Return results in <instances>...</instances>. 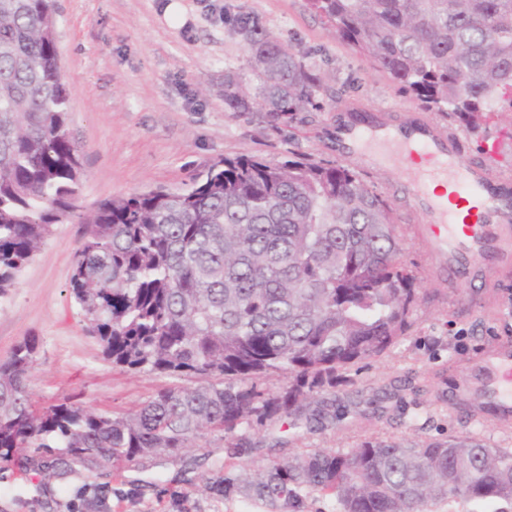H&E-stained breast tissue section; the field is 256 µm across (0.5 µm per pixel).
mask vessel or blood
<instances>
[{
    "mask_svg": "<svg viewBox=\"0 0 512 512\" xmlns=\"http://www.w3.org/2000/svg\"><path fill=\"white\" fill-rule=\"evenodd\" d=\"M348 137L354 142L371 139L393 145L407 164L426 159L428 166L420 171L413 192L432 231L425 246L446 262L449 282L467 285L512 273V179L463 163L454 137L437 127L373 122L349 130ZM437 181L446 182L451 196L467 202L466 212H453L435 198L431 186ZM470 389L482 398L478 419L503 428L512 426L511 343L487 345Z\"/></svg>",
    "mask_w": 512,
    "mask_h": 512,
    "instance_id": "1",
    "label": "vessel or blood"
}]
</instances>
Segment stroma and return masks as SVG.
<instances>
[{"mask_svg":"<svg viewBox=\"0 0 512 512\" xmlns=\"http://www.w3.org/2000/svg\"><path fill=\"white\" fill-rule=\"evenodd\" d=\"M168 0H57V36L70 112L67 130L82 163L81 204L136 191L180 189L207 165L246 153L271 162L306 158L354 169L397 216L401 261L417 278L410 325L383 355L346 372L348 382L327 396L335 424L318 432L279 426L239 428L233 441L254 447V466L324 448L346 451L369 438L414 444L473 435L495 448H512V428L473 417L480 398L466 386L481 350L512 340V276L504 286L475 283L450 289L448 270L424 250L426 219L413 202V172L395 156L346 150L340 136L357 117L393 126L421 121L452 132L463 162H479L512 178V115L473 133L402 93L368 60L337 39L307 0H181L177 26L163 15ZM257 14L270 32L299 50L323 78V107L295 120L270 112L224 108V75L246 87L257 78L247 46L228 22ZM499 143L497 154L486 148ZM76 224L55 225L22 271L12 293L0 298V359L24 337L40 341L28 383L34 409L59 401L116 413L136 409L173 378L129 371L106 360L70 297L68 281ZM225 441L205 433L198 447L178 456L149 454L121 469L78 462L56 469L25 464V451L0 469V512H272L265 503L210 495L204 479L226 460Z\"/></svg>","mask_w":512,"mask_h":512,"instance_id":"stroma-1","label":"stroma"}]
</instances>
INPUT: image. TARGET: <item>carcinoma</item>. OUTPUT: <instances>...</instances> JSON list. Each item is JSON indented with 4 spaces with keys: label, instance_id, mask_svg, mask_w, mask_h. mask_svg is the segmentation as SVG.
Wrapping results in <instances>:
<instances>
[{
    "label": "carcinoma",
    "instance_id": "1",
    "mask_svg": "<svg viewBox=\"0 0 512 512\" xmlns=\"http://www.w3.org/2000/svg\"><path fill=\"white\" fill-rule=\"evenodd\" d=\"M336 36L403 92L479 132L512 112V0H307ZM55 0H0V297L8 296L56 224L77 222L71 298L112 364L191 386L165 387L132 413L70 402L30 410L38 339L0 359V463L20 448L50 466L178 455L204 432L278 420L320 431L336 413L343 372L383 354L408 326L415 278L399 261L390 204L351 168L238 154L184 189L156 188L80 205L82 167L66 129L69 93ZM259 84L224 80L230 112L294 115L319 75L250 13L233 18ZM287 379L277 392L255 379ZM300 512V491L338 512H430L437 502L512 512V450L474 436L415 446L362 441L207 479Z\"/></svg>",
    "mask_w": 512,
    "mask_h": 512
}]
</instances>
